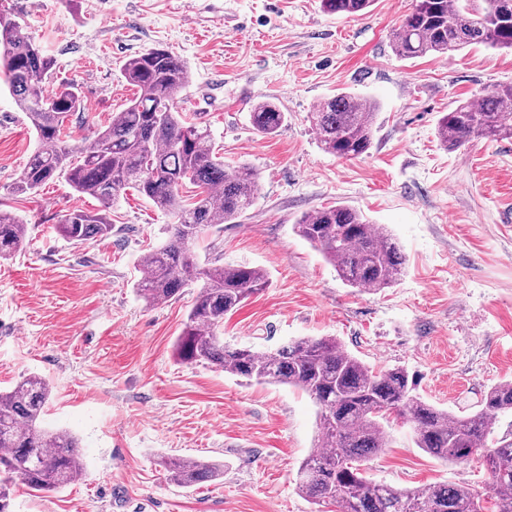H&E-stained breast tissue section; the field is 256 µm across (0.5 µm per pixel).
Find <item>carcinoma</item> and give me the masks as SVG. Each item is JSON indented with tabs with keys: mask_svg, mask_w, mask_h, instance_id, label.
I'll return each instance as SVG.
<instances>
[{
	"mask_svg": "<svg viewBox=\"0 0 512 512\" xmlns=\"http://www.w3.org/2000/svg\"><path fill=\"white\" fill-rule=\"evenodd\" d=\"M321 2L329 13L355 15L375 0ZM474 2L413 0L412 11L390 32L396 54L446 55L469 45L512 49V0H484L481 9ZM53 67L26 27L0 10V79L40 141L14 190L34 193L64 177L104 209L132 189L174 217L168 241L142 259L137 293L153 306L177 299L183 288L203 280L177 341L179 358L248 381L288 385L313 399L318 438L316 450L298 469L302 495L334 507L332 512H484L485 499L466 484L402 489L366 476V462L391 445L394 416L411 427L416 447L438 459H482L492 477L495 512H512V439L489 440L498 419L512 414L511 380L484 390L475 410L454 414L419 397L405 369L376 371L332 336L300 338L263 351L224 344V318L268 287L269 276L245 265L212 263L200 269L191 247L203 231L233 224L253 206L258 177L248 166L224 169L208 126L183 117L178 94L189 82L183 60L160 48L128 59L124 74L138 96L78 145L69 143L66 123L81 108L79 88L67 83L46 93ZM376 115L375 102L341 92L320 102L309 122L325 152L353 159L371 148ZM286 120L270 101L258 102L251 112L252 126L263 136L276 134ZM437 134L447 150L480 139H512V84L443 113ZM188 184L197 189L191 202L182 195ZM294 229L353 288H389L403 273L404 257L392 234L349 206L338 203L306 213ZM56 230L81 245L112 235V223L103 213L76 210ZM27 233V225L0 210V258L20 249ZM50 395L49 383L36 375H25L0 392V512H9L15 479L34 493L49 492L85 471L78 439L42 423ZM164 466L170 483L179 487L224 476V465L213 460L171 457Z\"/></svg>",
	"mask_w": 512,
	"mask_h": 512,
	"instance_id": "1",
	"label": "carcinoma"
}]
</instances>
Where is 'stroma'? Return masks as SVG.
I'll use <instances>...</instances> for the list:
<instances>
[{
  "label": "stroma",
  "instance_id": "1",
  "mask_svg": "<svg viewBox=\"0 0 512 512\" xmlns=\"http://www.w3.org/2000/svg\"><path fill=\"white\" fill-rule=\"evenodd\" d=\"M411 4L375 0L355 16L328 13L321 0H0V9L54 58L48 91L78 84L75 144L134 97L127 58L160 46L187 63L184 112L211 129L226 169L259 177L254 206L192 248L199 266L269 275L225 318V343L265 350L333 336L371 367L404 368L425 401L458 413L512 379V140L450 152L436 128L458 103L512 84V52L472 45L449 58H401L389 35ZM340 92L379 105L370 150L351 160L325 152L308 121ZM260 100L288 116L275 135L251 125ZM37 146L0 82V208L29 228L0 261V390L30 373L45 378V424L75 434L85 463L84 477L56 492L12 485L11 512H317L296 490L318 435L313 400L181 361L176 344L198 284L152 307L134 288L143 254L173 217L131 190L106 212L111 236L70 244L56 224L100 204L63 178L15 193ZM337 203L395 235L405 273L392 287L347 286L295 233L302 215ZM390 432L391 448L367 464L372 480L488 487L480 461L447 464L416 448L409 426L397 421ZM167 456L221 462L224 476L175 486Z\"/></svg>",
  "mask_w": 512,
  "mask_h": 512
}]
</instances>
